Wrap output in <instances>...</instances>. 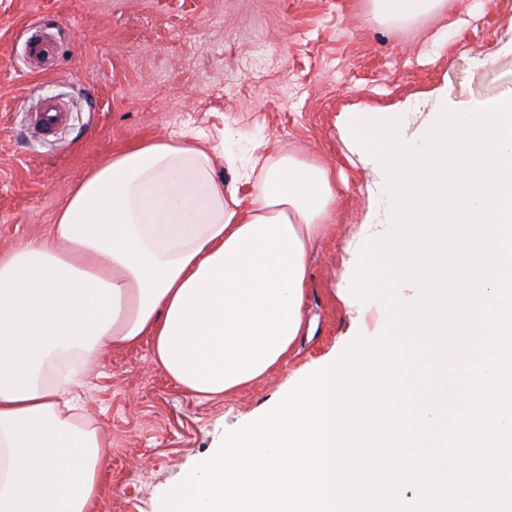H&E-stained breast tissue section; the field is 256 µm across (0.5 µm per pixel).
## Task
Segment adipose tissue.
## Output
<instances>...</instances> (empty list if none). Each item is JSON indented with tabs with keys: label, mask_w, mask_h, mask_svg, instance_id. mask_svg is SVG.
<instances>
[{
	"label": "adipose tissue",
	"mask_w": 512,
	"mask_h": 512,
	"mask_svg": "<svg viewBox=\"0 0 512 512\" xmlns=\"http://www.w3.org/2000/svg\"><path fill=\"white\" fill-rule=\"evenodd\" d=\"M386 24L446 0H369ZM188 133L117 151L69 193L47 238L0 254V512H92L110 442L82 376L105 352L152 342L186 392H235L311 335L314 242L336 209L328 165L250 158L249 201Z\"/></svg>",
	"instance_id": "ef3b65f1"
}]
</instances>
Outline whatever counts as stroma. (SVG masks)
<instances>
[{
	"mask_svg": "<svg viewBox=\"0 0 512 512\" xmlns=\"http://www.w3.org/2000/svg\"><path fill=\"white\" fill-rule=\"evenodd\" d=\"M35 32L56 42L46 72L27 56ZM511 92L512 0H448L402 28L368 0H0V254L48 236L75 185L146 140L191 131L240 158L292 149L343 177L334 230L309 260L314 332L263 379L202 401L153 364L146 340L90 365L87 410L112 442L93 512H163L226 431L356 335L381 334L379 302L337 296L347 242L389 210L377 161L343 135L348 116L396 117L413 136L435 106L467 112ZM45 98L72 109L49 140L27 131Z\"/></svg>",
	"mask_w": 512,
	"mask_h": 512,
	"instance_id": "35a3bbf8",
	"label": "stroma"
}]
</instances>
